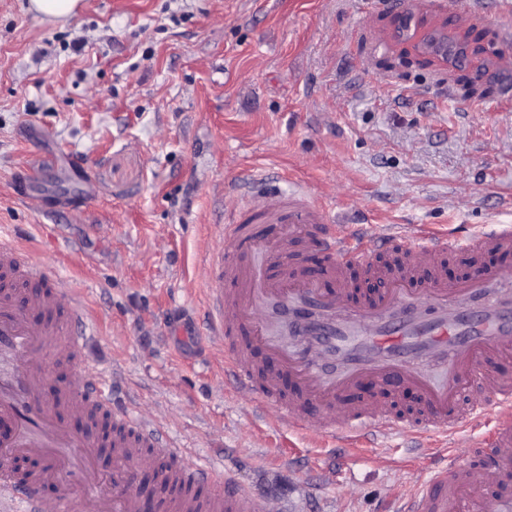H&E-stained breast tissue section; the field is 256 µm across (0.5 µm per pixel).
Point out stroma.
Instances as JSON below:
<instances>
[{"label": "stroma", "instance_id": "obj_1", "mask_svg": "<svg viewBox=\"0 0 512 512\" xmlns=\"http://www.w3.org/2000/svg\"><path fill=\"white\" fill-rule=\"evenodd\" d=\"M64 24L0 0V226L74 290L114 405L191 465L221 457L287 512H397L475 436L393 431L342 447L258 408L224 375L206 323L211 227L233 224L253 170L353 231L512 224V0L465 16L405 0H83ZM484 32L459 96L419 64L439 26Z\"/></svg>", "mask_w": 512, "mask_h": 512}]
</instances>
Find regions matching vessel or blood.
<instances>
[{
  "mask_svg": "<svg viewBox=\"0 0 512 512\" xmlns=\"http://www.w3.org/2000/svg\"><path fill=\"white\" fill-rule=\"evenodd\" d=\"M242 210L251 223L219 226L224 243L208 258V334L226 346L225 375L289 425L314 417L321 432L349 444L412 424L382 398L347 401L363 383L418 390L423 416L412 425L419 429L452 435L495 409L499 425L491 441L477 443L479 462L437 464L400 512H512V290L501 270L486 265L457 281L444 274L449 253L512 251V225L447 238L421 224H388L360 240L337 231L329 212L299 193L249 189ZM262 224L276 232L274 245L261 239ZM296 239L325 254L321 277L275 273L258 262L259 249L277 255ZM378 247L396 248L399 260L371 269L381 288L355 297L343 269ZM241 332L287 372L293 395L281 391L279 373L264 374L235 348ZM91 333L80 299L0 226V489L29 512H66L72 504L79 512H139L132 479L157 469L164 449L157 430L113 409L95 362L74 381L67 415L47 398L42 358L70 359ZM93 412L114 428L108 483L92 469L97 442L68 427ZM159 471L168 512H276L219 462Z\"/></svg>",
  "mask_w": 512,
  "mask_h": 512,
  "instance_id": "obj_1",
  "label": "vessel or blood"
}]
</instances>
